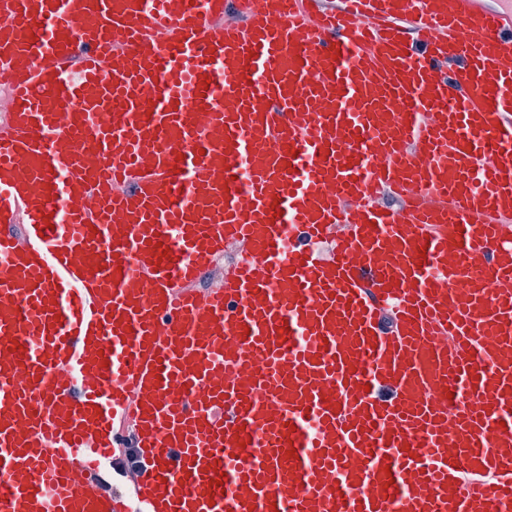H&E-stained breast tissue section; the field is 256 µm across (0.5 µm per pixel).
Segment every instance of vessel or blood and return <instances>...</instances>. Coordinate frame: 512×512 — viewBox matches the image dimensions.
<instances>
[{"instance_id":"1","label":"vessel or blood","mask_w":512,"mask_h":512,"mask_svg":"<svg viewBox=\"0 0 512 512\" xmlns=\"http://www.w3.org/2000/svg\"><path fill=\"white\" fill-rule=\"evenodd\" d=\"M509 54L512 0H0V512H512Z\"/></svg>"}]
</instances>
